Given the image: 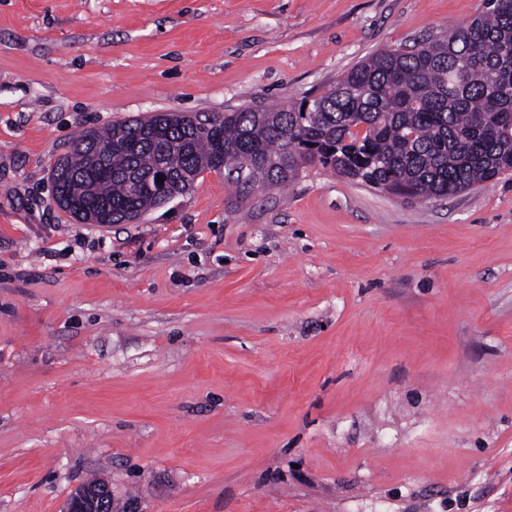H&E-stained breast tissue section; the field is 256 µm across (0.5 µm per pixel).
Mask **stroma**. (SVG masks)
Masks as SVG:
<instances>
[{
    "instance_id": "35a3bbf8",
    "label": "stroma",
    "mask_w": 512,
    "mask_h": 512,
    "mask_svg": "<svg viewBox=\"0 0 512 512\" xmlns=\"http://www.w3.org/2000/svg\"><path fill=\"white\" fill-rule=\"evenodd\" d=\"M481 0H0V512H512V175L405 201L224 171L85 224L82 133L325 90ZM87 484L97 486L107 484V482L103 479L92 478L85 484L78 485L71 492L62 512H109L107 503L112 496L109 487L94 488ZM115 503L112 496V511H115L113 508Z\"/></svg>"
}]
</instances>
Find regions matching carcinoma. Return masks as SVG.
Returning a JSON list of instances; mask_svg holds the SVG:
<instances>
[{"instance_id":"1","label":"carcinoma","mask_w":512,"mask_h":512,"mask_svg":"<svg viewBox=\"0 0 512 512\" xmlns=\"http://www.w3.org/2000/svg\"><path fill=\"white\" fill-rule=\"evenodd\" d=\"M207 120L156 113L89 131L56 164L58 192L117 224L157 207L158 167L178 195L207 170L224 169L243 194L257 181L284 186L311 165L421 200L485 186L512 172V0H483L466 24L373 53L298 105L226 112L218 140ZM255 159L267 164L258 180L232 177Z\"/></svg>"}]
</instances>
